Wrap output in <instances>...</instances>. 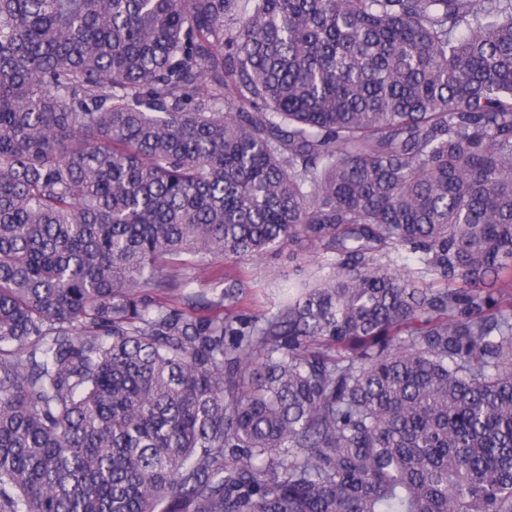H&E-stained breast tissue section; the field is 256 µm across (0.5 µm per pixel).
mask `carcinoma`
I'll return each instance as SVG.
<instances>
[{
	"mask_svg": "<svg viewBox=\"0 0 512 512\" xmlns=\"http://www.w3.org/2000/svg\"><path fill=\"white\" fill-rule=\"evenodd\" d=\"M0 512H512V0H0ZM327 258L318 256L306 245L293 246L282 252L267 253L255 256L245 263L234 264L227 261H218L224 269L232 265L244 273L242 280L243 304L242 314L250 316L255 312L275 310L274 302H278L279 293L275 288L282 284H288L299 278L300 266L305 268L323 264ZM277 278V279H276Z\"/></svg>",
	"mask_w": 512,
	"mask_h": 512,
	"instance_id": "carcinoma-1",
	"label": "carcinoma"
}]
</instances>
